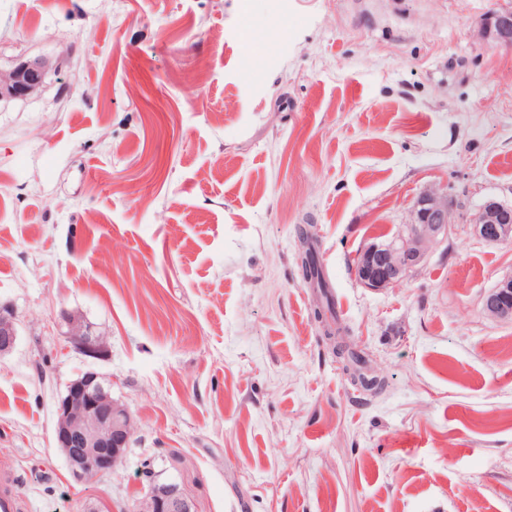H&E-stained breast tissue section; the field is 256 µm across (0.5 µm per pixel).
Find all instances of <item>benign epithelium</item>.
Here are the masks:
<instances>
[{
	"mask_svg": "<svg viewBox=\"0 0 512 512\" xmlns=\"http://www.w3.org/2000/svg\"><path fill=\"white\" fill-rule=\"evenodd\" d=\"M481 37L495 47L512 48V10H493L486 16ZM48 62L40 57L20 62L0 75V100L25 98L42 83ZM451 224L448 196L435 189L420 193L412 222L388 243H372L358 256L355 274L371 290L401 282L422 263L431 249L448 238ZM474 234L489 243L512 240V205L486 203L472 222ZM484 310L493 317L512 319V275L501 278L485 295ZM68 336L84 356L97 359L106 349L104 337L83 319L67 317ZM17 329L9 314L0 312V355L10 352ZM134 436V421L112 400L110 390L91 369L70 381L56 404L55 442L65 454L72 474L83 480L110 473L124 460ZM136 512H192L176 482L149 487Z\"/></svg>",
	"mask_w": 512,
	"mask_h": 512,
	"instance_id": "benign-epithelium-1",
	"label": "benign epithelium"
}]
</instances>
